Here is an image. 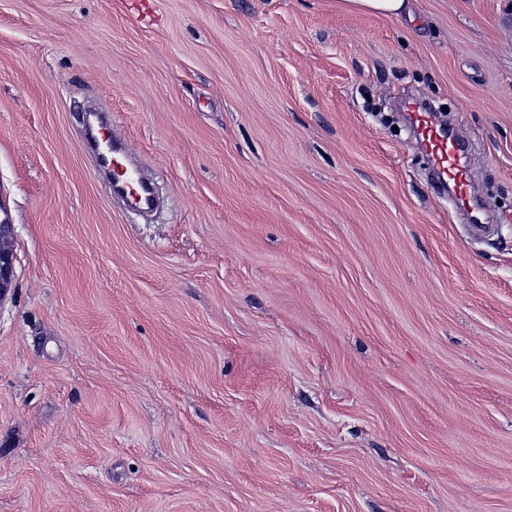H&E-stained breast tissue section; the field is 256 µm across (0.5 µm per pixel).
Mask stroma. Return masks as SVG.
Here are the masks:
<instances>
[{
	"mask_svg": "<svg viewBox=\"0 0 512 512\" xmlns=\"http://www.w3.org/2000/svg\"><path fill=\"white\" fill-rule=\"evenodd\" d=\"M0 207V512H512V0H0ZM348 10L400 17L408 12V0H339ZM410 129L428 162L431 180L437 189H448L454 208L479 222L468 147L435 113L416 100L405 104ZM123 167L126 169V173L122 177H119L112 181V195L130 198L135 207L138 208L149 207L151 204V200L148 197V195L144 193H139V195H136V193L133 190H131L127 185V183L130 182L131 179L127 176L128 169L124 165ZM12 234V224L2 221L0 224V299L5 297L8 288L11 287L14 278V258L10 250L2 247V242L7 241Z\"/></svg>",
	"mask_w": 512,
	"mask_h": 512,
	"instance_id": "35a3bbf8",
	"label": "stroma"
}]
</instances>
